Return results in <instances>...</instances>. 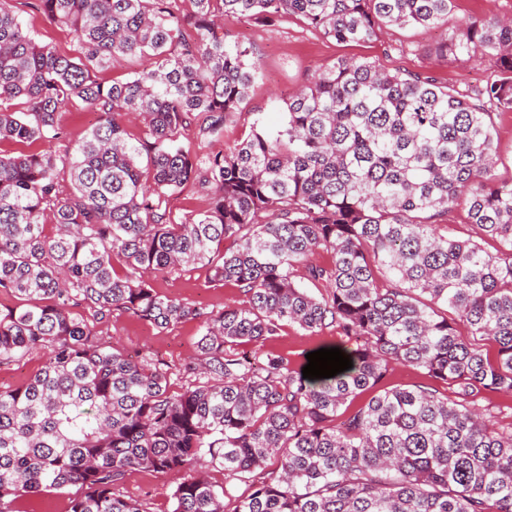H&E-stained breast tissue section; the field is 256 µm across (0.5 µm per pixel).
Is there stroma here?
Returning <instances> with one entry per match:
<instances>
[{
	"mask_svg": "<svg viewBox=\"0 0 512 512\" xmlns=\"http://www.w3.org/2000/svg\"><path fill=\"white\" fill-rule=\"evenodd\" d=\"M8 2L32 27L38 41L52 44L60 54L78 56L76 41L68 30L44 18L38 0ZM224 28L244 43L253 45L260 77L238 114L225 126L221 138L205 143L192 135L183 139L185 149L200 156L223 153L226 146L246 137L255 117H262L268 128L278 127L283 120L285 101L308 85L317 71L332 66L342 57L369 58L391 70L427 71L451 86H475L489 75L487 66L478 60L456 61L430 56V48L447 36L442 28L428 30L420 26L403 28L386 24L377 39L366 44H341L322 39L288 17L271 25L247 17L231 18L225 21ZM211 197L210 189L195 182L185 184L168 199L171 221L178 224L207 209ZM152 284L162 293L214 312L227 305L246 302L239 289L211 281L208 269L202 266L157 275ZM97 329L105 340L119 342L127 354L167 364L173 374L172 391L179 392L191 385V378L181 375L180 370L198 358V322H183L159 330L126 312L116 311L107 321L98 324ZM324 344L350 348L354 342L331 329L312 335L290 324L283 327L279 336L267 341L264 348L287 356L291 365L298 368L305 362L307 353ZM180 480V475L173 473L133 470L126 474L119 492L124 498L142 503L146 512H170L171 494Z\"/></svg>",
	"mask_w": 512,
	"mask_h": 512,
	"instance_id": "1",
	"label": "stroma"
}]
</instances>
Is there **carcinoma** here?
<instances>
[{"label":"carcinoma","instance_id":"obj_1","mask_svg":"<svg viewBox=\"0 0 512 512\" xmlns=\"http://www.w3.org/2000/svg\"><path fill=\"white\" fill-rule=\"evenodd\" d=\"M191 2L39 0L80 46L67 57L0 0V142L25 147L0 153V292L19 300L0 314V365L46 356L0 388V512L71 486L88 492L69 512H145L117 492L127 472L205 466L251 492L191 475L171 512H512V427L475 404L512 393V181L493 174L496 117L512 111V19L457 29L454 0ZM232 17H292L338 43L371 42L387 23L446 27L434 54L478 56L493 75L460 88L341 58L289 98L277 129L258 118L203 159L181 139L220 138L259 77L253 50L214 28ZM117 57L151 64L107 86L97 73ZM76 103L98 123L61 156L27 150L64 140ZM191 181L212 186L210 207L174 224L167 199ZM461 205L496 252L448 236L441 219ZM317 252L329 262L310 263ZM197 265L247 304L205 312L146 278ZM82 305L161 330L198 322L200 366L182 374L205 381L170 391L165 363L99 337ZM286 324L355 339L342 348L353 367L309 380L282 355L257 365L241 350L262 352ZM392 362L457 398L377 389Z\"/></svg>","mask_w":512,"mask_h":512}]
</instances>
